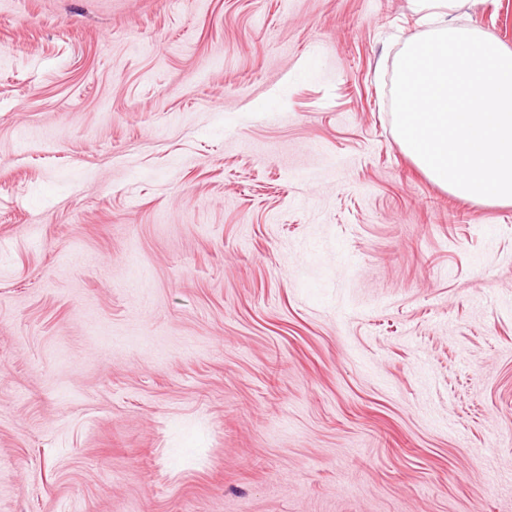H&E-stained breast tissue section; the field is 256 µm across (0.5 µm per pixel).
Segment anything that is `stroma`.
Segmentation results:
<instances>
[{
  "mask_svg": "<svg viewBox=\"0 0 512 512\" xmlns=\"http://www.w3.org/2000/svg\"><path fill=\"white\" fill-rule=\"evenodd\" d=\"M430 28L0 0V512H512V206L395 129Z\"/></svg>",
  "mask_w": 512,
  "mask_h": 512,
  "instance_id": "1",
  "label": "stroma"
}]
</instances>
